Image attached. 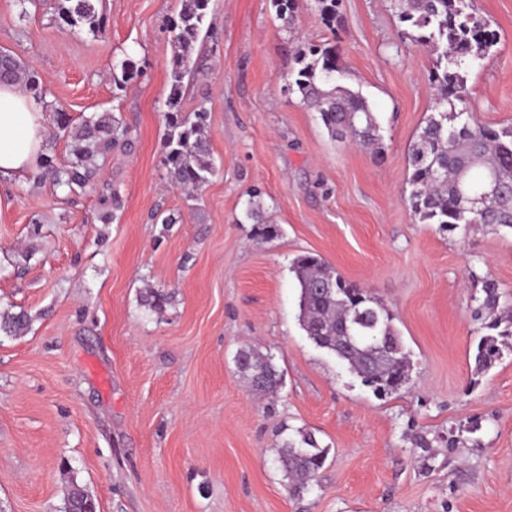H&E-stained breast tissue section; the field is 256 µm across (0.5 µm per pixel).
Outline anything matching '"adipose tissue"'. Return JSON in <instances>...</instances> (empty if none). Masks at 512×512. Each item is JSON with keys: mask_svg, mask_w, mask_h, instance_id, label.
<instances>
[{"mask_svg": "<svg viewBox=\"0 0 512 512\" xmlns=\"http://www.w3.org/2000/svg\"><path fill=\"white\" fill-rule=\"evenodd\" d=\"M48 115L16 85L0 83V173L25 175L42 154Z\"/></svg>", "mask_w": 512, "mask_h": 512, "instance_id": "1", "label": "adipose tissue"}]
</instances>
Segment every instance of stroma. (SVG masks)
I'll use <instances>...</instances> for the list:
<instances>
[{
  "label": "stroma",
  "mask_w": 512,
  "mask_h": 512,
  "mask_svg": "<svg viewBox=\"0 0 512 512\" xmlns=\"http://www.w3.org/2000/svg\"><path fill=\"white\" fill-rule=\"evenodd\" d=\"M476 3L500 42L469 76L468 107L512 125V0ZM57 7L0 0V51L37 74L43 111L111 113L130 144L72 193L0 176V313L30 317L0 335V512H63L75 486L97 512H512V350L475 374L472 317L482 278L512 298V231L441 232L406 205L435 56L391 0H339L331 27L316 0H296L288 23L270 0H212L182 102L210 114L216 172L198 202L163 165L179 0H101L94 35L61 25ZM307 43L337 46L381 154L333 140L288 93ZM127 55L141 74L117 97L112 65ZM254 187L274 239L245 216ZM110 191L122 209L104 224ZM171 213L180 222L163 224ZM303 253L392 309L412 364L400 392L375 394L307 338L290 269ZM152 287L172 296L163 313L143 304ZM247 346L272 356L276 395L238 371ZM284 427L329 449L301 496L274 463Z\"/></svg>",
  "instance_id": "obj_1"
}]
</instances>
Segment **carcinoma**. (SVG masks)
Segmentation results:
<instances>
[{"mask_svg":"<svg viewBox=\"0 0 512 512\" xmlns=\"http://www.w3.org/2000/svg\"><path fill=\"white\" fill-rule=\"evenodd\" d=\"M58 18L77 32L94 34L103 22L99 0H62ZM397 17L415 42L436 53L429 81L435 90L432 113L408 147L410 192L407 204L421 224H436L442 231L467 232L472 224L512 230V126L495 128L476 123L461 94L468 91L471 70L483 66L499 43L497 31L479 11L475 0H396ZM211 0H179L172 21L178 51L169 73L164 113L163 163L173 184L198 191L215 174L207 138L209 112L201 107L188 117L181 112L185 78L196 70L195 46L210 11ZM288 90L312 107L333 139L350 140L381 152L380 125L366 99L347 85L348 71L335 46L309 45L297 50ZM137 64L126 58L112 67V84L123 90L139 77ZM11 79L37 93L39 81L13 56L0 57V80ZM58 129L71 138L70 158L62 164L42 157L37 178H50L70 190L83 187L97 175L96 158L123 146L127 130L113 115H92L75 126L67 112L57 113ZM497 178L501 198L478 220L467 211L465 193ZM100 220L115 221L121 209L112 192L100 199ZM291 270L299 288L298 320L306 336L334 355L347 370L378 395L395 393L409 381L410 360L394 325L392 310L367 290L332 271L321 257L305 253L295 257ZM484 296L477 299L475 320L486 334L480 337L474 371L482 374L512 346V303L503 302L498 284L483 281ZM170 295L154 289L145 305L161 312ZM30 318L24 313L0 317V333L17 336ZM239 371L252 390L272 394L280 374L271 356L257 348L236 354ZM328 448L303 428L283 438L275 462L289 490H307L324 467ZM95 504L74 488L65 512H94Z\"/></svg>","mask_w":512,"mask_h":512,"instance_id":"cac0c4a2","label":"carcinoma"}]
</instances>
